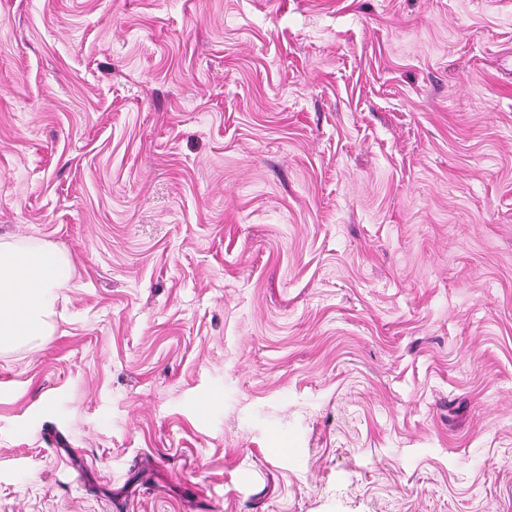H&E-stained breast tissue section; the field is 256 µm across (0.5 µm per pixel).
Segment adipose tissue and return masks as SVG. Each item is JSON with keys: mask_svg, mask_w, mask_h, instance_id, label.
Returning a JSON list of instances; mask_svg holds the SVG:
<instances>
[{"mask_svg": "<svg viewBox=\"0 0 512 512\" xmlns=\"http://www.w3.org/2000/svg\"><path fill=\"white\" fill-rule=\"evenodd\" d=\"M71 260L46 247L0 242V349L44 343Z\"/></svg>", "mask_w": 512, "mask_h": 512, "instance_id": "obj_1", "label": "adipose tissue"}]
</instances>
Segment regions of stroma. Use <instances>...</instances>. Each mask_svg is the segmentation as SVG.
Here are the masks:
<instances>
[{
    "label": "stroma",
    "mask_w": 512,
    "mask_h": 512,
    "mask_svg": "<svg viewBox=\"0 0 512 512\" xmlns=\"http://www.w3.org/2000/svg\"><path fill=\"white\" fill-rule=\"evenodd\" d=\"M0 512H512V0H0ZM73 272L71 260L46 247L0 242V349L42 344Z\"/></svg>",
    "instance_id": "obj_1"
}]
</instances>
